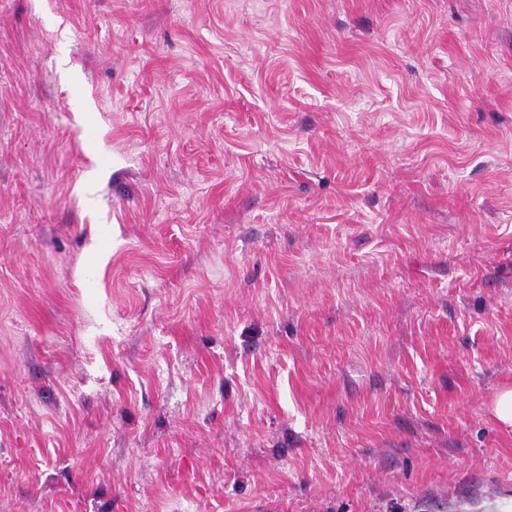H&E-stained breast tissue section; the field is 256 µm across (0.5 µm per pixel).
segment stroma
Here are the masks:
<instances>
[{
    "label": "stroma",
    "mask_w": 512,
    "mask_h": 512,
    "mask_svg": "<svg viewBox=\"0 0 512 512\" xmlns=\"http://www.w3.org/2000/svg\"><path fill=\"white\" fill-rule=\"evenodd\" d=\"M512 0H0V512H512Z\"/></svg>",
    "instance_id": "1"
}]
</instances>
